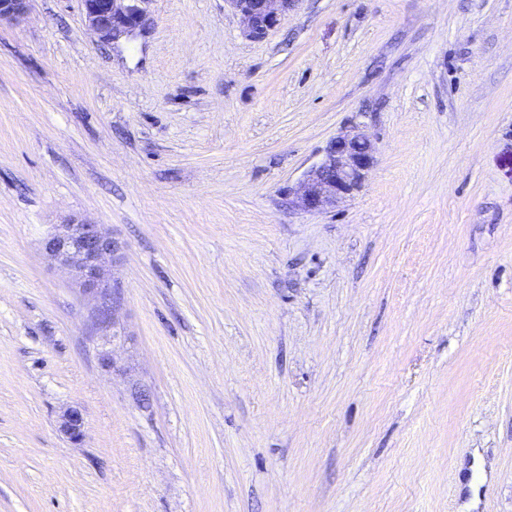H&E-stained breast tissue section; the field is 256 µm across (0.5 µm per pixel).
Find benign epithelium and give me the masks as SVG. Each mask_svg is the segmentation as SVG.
Instances as JSON below:
<instances>
[{
	"mask_svg": "<svg viewBox=\"0 0 512 512\" xmlns=\"http://www.w3.org/2000/svg\"><path fill=\"white\" fill-rule=\"evenodd\" d=\"M31 0H0V26L19 25L28 16ZM142 0H81L84 20L101 42L129 33L143 20ZM299 0H224L239 15L243 32L261 38L276 27ZM376 146L358 123H352L327 145L321 161L283 193V205L303 212L327 211L351 198L367 180L375 164ZM42 249L62 268L84 295L96 302V325L116 326V291L112 268L121 259V245L102 224L72 217L42 241ZM58 429L73 443L83 438L79 408L69 407L59 417Z\"/></svg>",
	"mask_w": 512,
	"mask_h": 512,
	"instance_id": "7a95c632",
	"label": "benign epithelium"
}]
</instances>
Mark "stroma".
Segmentation results:
<instances>
[{"mask_svg":"<svg viewBox=\"0 0 512 512\" xmlns=\"http://www.w3.org/2000/svg\"><path fill=\"white\" fill-rule=\"evenodd\" d=\"M141 7L0 27V512H512V0ZM353 122L361 190L283 207ZM72 216L119 339L42 251ZM89 30L101 42H113L128 34L143 20V0H80ZM300 0H224V5L239 15L243 32L250 38H261L276 27L282 17ZM58 429L71 442L78 443L83 438L84 420L79 408L69 407L59 417Z\"/></svg>","mask_w":512,"mask_h":512,"instance_id":"obj_1","label":"stroma"}]
</instances>
